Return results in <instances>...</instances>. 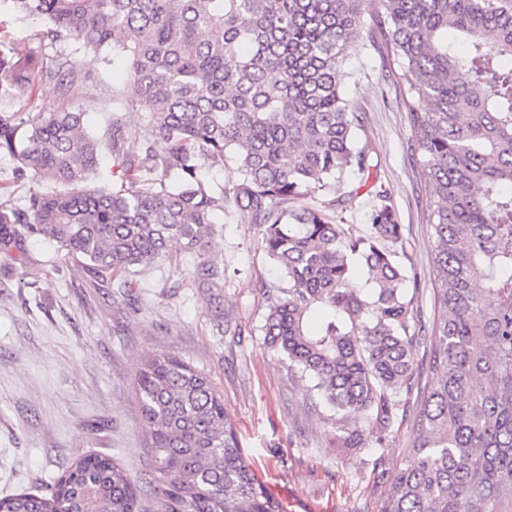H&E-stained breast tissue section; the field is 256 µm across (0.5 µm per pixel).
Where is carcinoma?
Returning <instances> with one entry per match:
<instances>
[{
    "label": "carcinoma",
    "instance_id": "cac0c4a2",
    "mask_svg": "<svg viewBox=\"0 0 512 512\" xmlns=\"http://www.w3.org/2000/svg\"><path fill=\"white\" fill-rule=\"evenodd\" d=\"M41 17L53 41L112 49L126 81L112 89V183L87 187L100 143L84 113L0 115V154L16 178L72 187L0 201V254L25 258L42 238L92 281L133 292L137 273L173 247L195 254L198 288L224 286L215 227L231 204L262 232L288 282L263 326L266 343L312 379L346 428L351 416L409 446L378 512H512V0H10ZM398 64L411 146L429 187L435 270L430 384L406 420L416 379L408 268L385 201L354 237L336 221L358 195L320 208L305 199L370 172L362 113L347 96V51L362 35ZM235 65H226L227 58ZM85 74L59 50L0 44V93L50 86L67 100ZM152 139L125 144V114ZM232 156L237 179L207 167ZM371 292L351 284L355 265ZM331 311L320 327L311 317ZM136 394L155 470L158 512H282L257 479L224 395L164 351L146 359ZM4 512H143L137 476L107 456L79 458L48 495L0 499Z\"/></svg>",
    "mask_w": 512,
    "mask_h": 512
}]
</instances>
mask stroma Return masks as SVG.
Listing matches in <instances>:
<instances>
[{
    "label": "stroma",
    "mask_w": 512,
    "mask_h": 512,
    "mask_svg": "<svg viewBox=\"0 0 512 512\" xmlns=\"http://www.w3.org/2000/svg\"><path fill=\"white\" fill-rule=\"evenodd\" d=\"M45 30L36 17L0 15L6 43L49 54L62 48L87 79L65 101L47 87L1 97L0 113L23 117L66 107L85 112L89 131L103 134L112 121V86L123 72L78 44L54 46ZM346 68L355 78L347 94L363 113L358 140L370 151V179L364 184L350 175L307 202L318 207L357 191L343 217L362 236L372 192L384 191L401 226L400 259L417 275L407 288L413 326L427 336L434 319L427 184L410 147L403 81L365 40L349 49ZM25 248L21 263L0 255V498L49 493L62 471L88 453L151 481L135 378L142 361L163 349L223 392L255 473L283 512H377L388 484L377 479L374 461L383 458L395 471L409 431L391 429L380 446L367 425L365 447H343L344 430L328 409L312 405L310 381L295 377L288 359L265 342L264 319L284 282L262 247L259 227L234 207L224 210L217 248L224 286L211 294L191 281L195 257L177 249L140 274L126 296L111 279L90 282L75 262L53 255L38 239H27ZM215 306L224 311L220 334L210 316Z\"/></svg>",
    "instance_id": "35a3bbf8"
}]
</instances>
